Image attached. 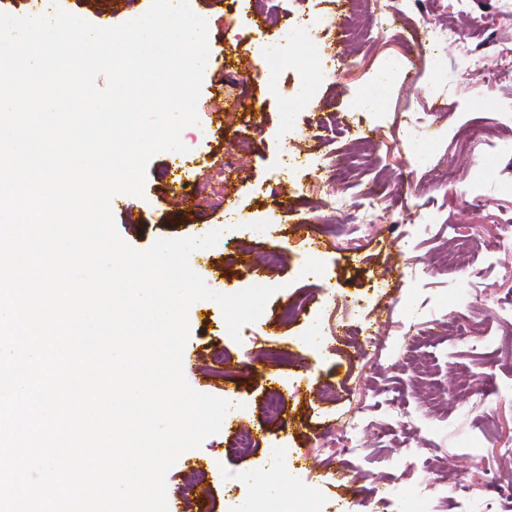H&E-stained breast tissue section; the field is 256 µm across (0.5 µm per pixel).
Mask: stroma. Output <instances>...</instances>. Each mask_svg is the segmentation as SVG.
<instances>
[{
    "label": "stroma",
    "instance_id": "stroma-1",
    "mask_svg": "<svg viewBox=\"0 0 512 512\" xmlns=\"http://www.w3.org/2000/svg\"><path fill=\"white\" fill-rule=\"evenodd\" d=\"M57 8L95 25H119L144 14L151 0H55ZM408 23L423 17L465 26L455 0H396ZM209 29V56L197 105L199 122L181 134L188 151L162 152L146 170L143 196L118 195L111 201L116 229L131 247L143 251L156 240L202 237L221 230L216 246L195 253L192 267L221 294L252 286L275 292L260 319L233 340L219 305L194 302L188 311L186 350L195 354L184 374L198 392L229 402L219 433L183 453L166 476L167 497L183 512H235L258 500L264 487L284 481L285 512H444L443 500L459 485L469 489L472 512H512V474L498 450L512 444V356L501 354L503 322L494 316L498 301L512 299V252L486 270L475 250L455 252L452 273H435L409 289L399 270L413 258L433 259L449 241L484 243L512 217V129L499 128L494 148L465 155L453 138L466 113L492 117L512 113V82L498 85L470 75L466 59L450 50L415 60L418 80L389 83L383 103L363 111L361 99L387 62L401 61L404 46L392 32L373 29L364 50L340 44L337 29L323 20L337 16L344 0H278L265 26L255 23L251 0H188ZM496 0H472L491 43L488 60L512 56V23L500 19ZM305 14L314 24L296 22ZM340 46L342 60L328 80H314L300 61L324 48ZM285 50L290 64L273 83L262 76L267 55ZM248 83H241L240 75ZM226 115L223 126L207 114L216 79ZM433 111L434 130L412 133L395 122L401 112ZM324 112L359 114L375 127L357 177H374L400 187V173L425 185L427 204H408L404 215L378 210L364 233L348 232L358 198L354 189L338 193L340 210L329 209L316 184L337 155L356 151L349 136L299 140L295 132ZM301 145L303 155L319 158L321 168L296 175L282 168ZM238 159L245 177L217 175L213 163ZM188 183L193 209L171 206L169 189ZM224 209L209 207L216 193ZM281 223H272L273 214ZM322 224L318 246L309 249L301 225ZM464 316L468 335L453 344L422 348L415 361L388 351L382 358L355 355V333L367 327L390 338L402 323L429 331L426 298ZM305 308L285 320L283 308L297 300ZM395 312H388V304ZM484 338L487 358L474 356L472 337ZM222 351L215 363L213 351ZM495 371L498 393L483 409L471 410L469 393L451 389L453 375L482 377ZM280 400L281 418H268L269 397ZM363 411L375 428H388L379 443L359 436L356 455H342L329 434L339 418ZM254 437L249 453L233 451L240 427ZM499 477L495 486L485 473Z\"/></svg>",
    "mask_w": 512,
    "mask_h": 512
}]
</instances>
